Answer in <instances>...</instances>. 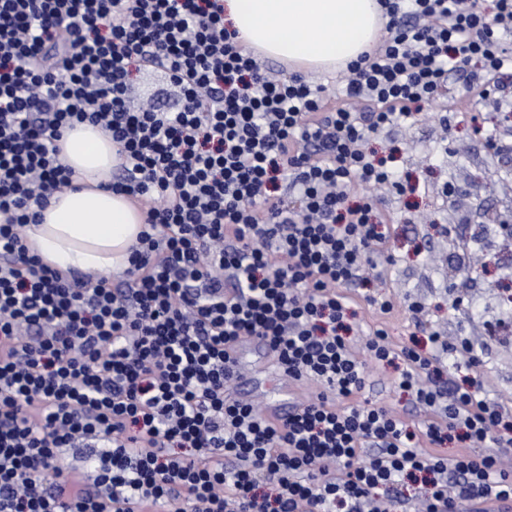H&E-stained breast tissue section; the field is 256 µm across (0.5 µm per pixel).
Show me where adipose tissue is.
Here are the masks:
<instances>
[{
    "label": "adipose tissue",
    "instance_id": "1",
    "mask_svg": "<svg viewBox=\"0 0 512 512\" xmlns=\"http://www.w3.org/2000/svg\"><path fill=\"white\" fill-rule=\"evenodd\" d=\"M224 13L247 47L297 72L339 69L370 50L384 27L377 0H224ZM59 149L75 185L26 225L31 249L62 271L123 272L143 215L108 188L117 163L111 137L82 124L64 132Z\"/></svg>",
    "mask_w": 512,
    "mask_h": 512
}]
</instances>
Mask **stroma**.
<instances>
[{
    "instance_id": "35a3bbf8",
    "label": "stroma",
    "mask_w": 512,
    "mask_h": 512,
    "mask_svg": "<svg viewBox=\"0 0 512 512\" xmlns=\"http://www.w3.org/2000/svg\"><path fill=\"white\" fill-rule=\"evenodd\" d=\"M449 86L447 97L367 143L378 155L395 154L399 176L416 190L383 196L380 207L391 229L374 255L378 275L370 288H350L346 294L354 329L385 325L395 345L414 337L426 340L434 331L451 339L472 337L483 359L477 376L485 395L512 409V335L493 330L512 315L504 304L505 294L512 292V239L500 230L512 224V131L502 120L512 83H505L500 101L480 98L457 74L450 76ZM179 100V89L160 70L149 68L132 78V104L151 101L172 110ZM468 261L478 271L456 308L452 286ZM368 293L391 297L393 311L379 314L365 301ZM416 298L428 308L419 328L405 308L406 300ZM239 369L233 395L268 409L285 382L273 373L265 350L241 349ZM396 376L390 367L374 369L365 398L390 406L410 424L426 420L427 411L398 389Z\"/></svg>"
}]
</instances>
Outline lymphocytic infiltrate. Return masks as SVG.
<instances>
[{"label":"lymphocytic infiltrate","instance_id":"1","mask_svg":"<svg viewBox=\"0 0 512 512\" xmlns=\"http://www.w3.org/2000/svg\"><path fill=\"white\" fill-rule=\"evenodd\" d=\"M484 2L379 0L384 36L335 90L263 67L223 0H0V512H387L411 485L418 512L512 507V469L484 446L512 414L449 376L470 341L396 348L377 325L360 357L345 294L389 237L375 189L407 190L366 140L444 97L451 73L479 64L490 98L512 65V0ZM147 68L178 109L131 104ZM79 124L110 134L111 189L145 214L121 288L47 266L22 234L72 185L58 143ZM255 340L316 387L274 423L231 392ZM373 363L434 419L364 400ZM453 442L467 451L439 453Z\"/></svg>","mask_w":512,"mask_h":512}]
</instances>
